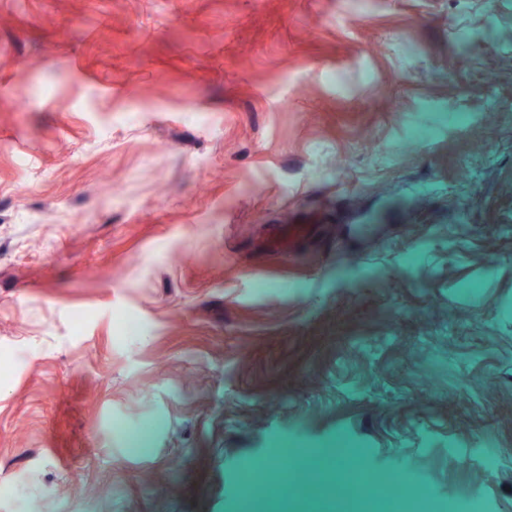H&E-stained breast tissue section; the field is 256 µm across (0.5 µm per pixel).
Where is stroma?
<instances>
[{
    "mask_svg": "<svg viewBox=\"0 0 512 512\" xmlns=\"http://www.w3.org/2000/svg\"><path fill=\"white\" fill-rule=\"evenodd\" d=\"M339 444L512 512V0H0V483L238 512Z\"/></svg>",
    "mask_w": 512,
    "mask_h": 512,
    "instance_id": "obj_1",
    "label": "stroma"
}]
</instances>
